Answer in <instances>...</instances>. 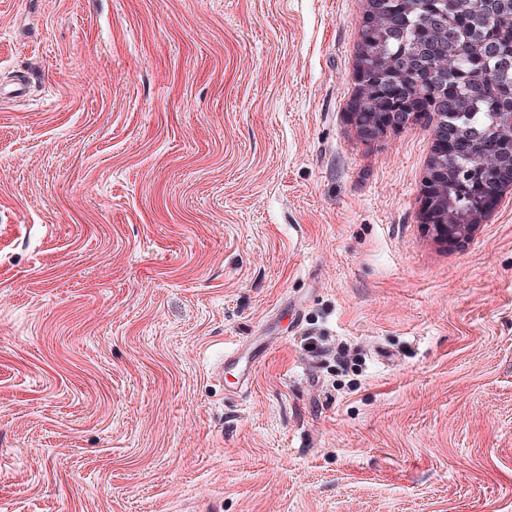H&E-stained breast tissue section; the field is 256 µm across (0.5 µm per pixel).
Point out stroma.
Returning <instances> with one entry per match:
<instances>
[{"label":"stroma","instance_id":"35a3bbf8","mask_svg":"<svg viewBox=\"0 0 512 512\" xmlns=\"http://www.w3.org/2000/svg\"><path fill=\"white\" fill-rule=\"evenodd\" d=\"M366 7L0 0V512H512V188L435 238Z\"/></svg>","mask_w":512,"mask_h":512}]
</instances>
